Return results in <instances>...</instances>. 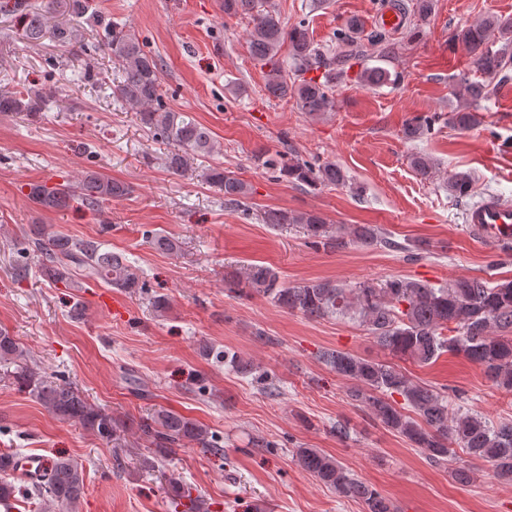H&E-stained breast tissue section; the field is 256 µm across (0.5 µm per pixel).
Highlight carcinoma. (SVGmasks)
Returning a JSON list of instances; mask_svg holds the SVG:
<instances>
[{"label":"carcinoma","mask_w":512,"mask_h":512,"mask_svg":"<svg viewBox=\"0 0 512 512\" xmlns=\"http://www.w3.org/2000/svg\"><path fill=\"white\" fill-rule=\"evenodd\" d=\"M59 0H46L33 6L27 0H14L12 11L23 15L22 36L39 44L48 25L49 14ZM224 15L249 20L248 50L253 60L266 69L264 92L268 97L296 100L299 109L318 117L334 107L336 78H345L358 66L356 79L367 87H383L401 79L387 68L395 55L390 32L380 28L370 34L374 54L360 49L356 34L362 22L352 17L337 33L339 51L326 55L309 36L302 22L285 28L276 10L266 0H222ZM433 9V0H414L416 24L410 35L420 33ZM472 55L477 78L463 76L456 95L461 104L448 115V124L467 131L481 123L477 105L490 93L491 81L504 80L512 68V17L489 14L480 22L455 33ZM499 48H494V45ZM288 46L285 64L281 49ZM106 46L118 65L119 80L113 94L138 109L137 118L156 140L172 146L164 158L167 170L178 174L191 160L201 161L213 152L211 131L193 117L167 110L162 102L159 57L146 43L113 25L107 28ZM321 72L316 77L311 72ZM46 97L39 91H0V113L34 117L44 111ZM440 116L421 115L411 119L402 134L409 141H421L432 134ZM258 166L271 178H288L313 190L346 185V171L332 160L302 158L288 151L256 156ZM410 165L427 179L434 169L431 156L420 151L411 154ZM204 178L224 192V205L246 208L251 186L237 174L220 167H204ZM472 178L466 172L450 182L454 196L471 191ZM130 187L111 177L89 170L75 183L29 185L28 198L44 210H59L74 201L95 210L104 203L123 197ZM264 223L278 229L298 228L309 243L324 250H340L352 241L368 249L399 250L411 258L428 251L421 244H401L373 224H328L316 213H293L281 209L263 212ZM149 245L174 254L180 242L160 232L147 231ZM22 253L32 252L39 259L43 277L66 288H80L89 282L133 294L145 289L139 270L121 253L108 251L94 239H74L36 226L22 242ZM237 292L258 294L275 305L311 319L348 317L363 326L392 356L390 361H373L350 352L329 350L319 358L349 382L352 404L369 412L373 419L422 449L429 462L440 465L459 448L473 460L491 466L494 476L512 482V421L493 424L473 412L449 415L452 403L447 388L412 382L394 363L410 360L419 365L435 362L441 354L453 352L480 367L496 386L512 391V280L491 285L482 277L457 278L435 287L426 281L394 277L382 282L365 281L345 288L331 280L308 281L288 287L270 266L247 263L227 278ZM224 364L244 378L269 385L267 372L257 370L235 352H224ZM0 372L25 389L51 415L80 423L95 435L110 440L118 429L112 415L92 405L71 384L51 376L32 362L28 353L8 331L0 330ZM402 401H397L395 396ZM140 437L153 447L156 460L163 461L188 444L222 458L224 449L216 437L199 422L174 411L155 409L140 419ZM301 468L343 498L364 504V512H393L389 500L368 483L353 477L335 457L318 448L296 449ZM27 494L48 504L47 512H77L85 494L81 465L72 459H58L43 476L29 482ZM168 494L186 501L187 512H207L201 494L176 478L169 479Z\"/></svg>","instance_id":"cac0c4a2"}]
</instances>
